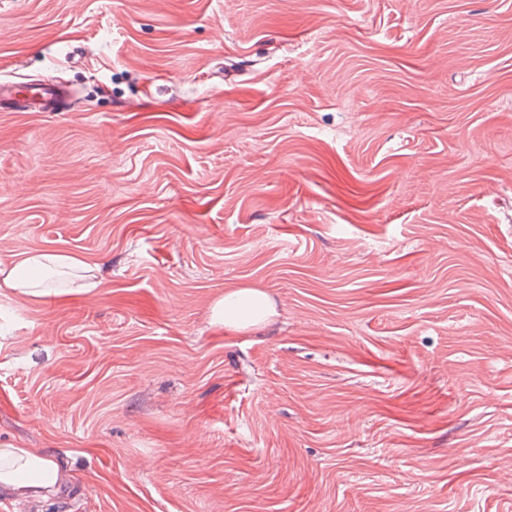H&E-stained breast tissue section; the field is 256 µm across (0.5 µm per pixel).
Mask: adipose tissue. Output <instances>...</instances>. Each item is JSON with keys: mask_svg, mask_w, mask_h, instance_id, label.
I'll return each mask as SVG.
<instances>
[{"mask_svg": "<svg viewBox=\"0 0 512 512\" xmlns=\"http://www.w3.org/2000/svg\"><path fill=\"white\" fill-rule=\"evenodd\" d=\"M85 262L63 251H41L22 256L11 267H0V288L39 297L54 274L87 271ZM271 311L265 293L244 288L213 308V319L228 328L245 330L261 325ZM69 479L63 461L29 448H0V492L19 497L57 494Z\"/></svg>", "mask_w": 512, "mask_h": 512, "instance_id": "obj_1", "label": "adipose tissue"}]
</instances>
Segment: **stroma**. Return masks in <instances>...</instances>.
<instances>
[{"label":"stroma","instance_id":"35a3bbf8","mask_svg":"<svg viewBox=\"0 0 512 512\" xmlns=\"http://www.w3.org/2000/svg\"><path fill=\"white\" fill-rule=\"evenodd\" d=\"M0 85V266L100 282L0 291L34 512H512V0H0ZM90 272L88 265L63 251H41L22 255L11 267H0V288H7L24 296L39 297L49 294L46 280L54 274ZM270 311L265 293L244 288L218 301L213 319L224 327L245 330L261 325ZM64 471L63 461L31 448H0V493L19 497L56 495L69 479Z\"/></svg>","mask_w":512,"mask_h":512}]
</instances>
